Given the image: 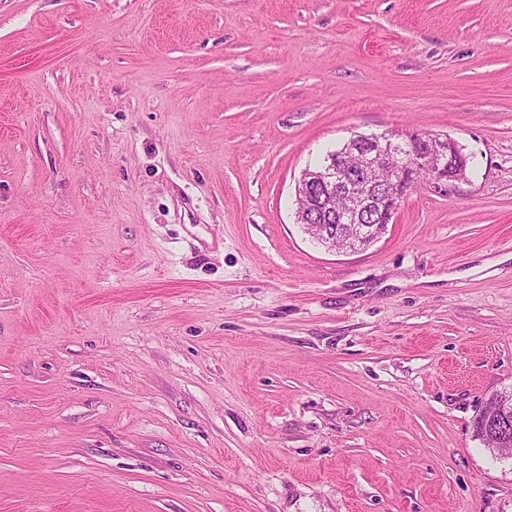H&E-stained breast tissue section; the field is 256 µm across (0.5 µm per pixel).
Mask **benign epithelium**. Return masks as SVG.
<instances>
[{"label": "benign epithelium", "instance_id": "obj_1", "mask_svg": "<svg viewBox=\"0 0 512 512\" xmlns=\"http://www.w3.org/2000/svg\"><path fill=\"white\" fill-rule=\"evenodd\" d=\"M361 155V166L344 167L330 161L316 172L304 170L295 188L305 206L296 209V223L310 228L321 221L316 239L336 248L343 233L350 250L376 243L408 193L423 184L449 196L467 178L468 158L448 135L417 131H386L362 135L351 141ZM502 409L486 418L485 426L504 441H512V426Z\"/></svg>", "mask_w": 512, "mask_h": 512}]
</instances>
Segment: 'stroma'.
Wrapping results in <instances>:
<instances>
[{
    "label": "stroma",
    "mask_w": 512,
    "mask_h": 512,
    "mask_svg": "<svg viewBox=\"0 0 512 512\" xmlns=\"http://www.w3.org/2000/svg\"><path fill=\"white\" fill-rule=\"evenodd\" d=\"M469 159L367 249L353 135ZM512 0H0V512H512ZM345 144L329 152L324 161L328 157L336 160ZM351 145L357 146L362 157L359 168L348 169L341 161L331 160L322 170L305 169L295 188L296 198L306 203L297 207L296 223L303 224L307 232L312 225H321V234L312 237L328 249H336V233H344L349 239L350 248L345 250L357 251L373 245L385 234L405 197L418 185L448 197L467 178L468 158L445 134L386 131L356 137ZM391 156L400 161L391 168L384 183H369L362 193L352 194L354 183L363 181L366 172ZM420 171L429 175L424 183L416 179ZM333 198L343 204L331 208L329 200ZM370 216L376 221H369ZM318 220L323 224L313 222ZM331 224L337 225L336 230H329ZM509 398H510V401L512 402V393H511V395H508V392H500V393H495V394L491 395L487 399V401H486L484 407L482 408V410L480 411V413L474 419L475 436L490 451H492L493 448H509V447H506V446L496 447L497 440H496L494 434L491 432H485L481 426V421H482L483 417L490 411L494 410V408H496V406L501 401H508ZM492 452L494 454H496L494 451H492Z\"/></svg>",
    "instance_id": "35a3bbf8"
}]
</instances>
